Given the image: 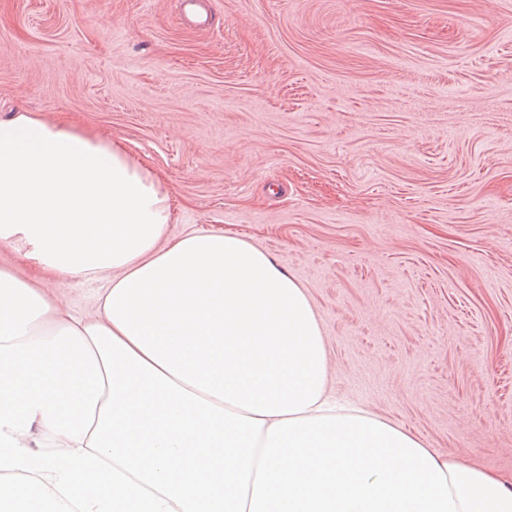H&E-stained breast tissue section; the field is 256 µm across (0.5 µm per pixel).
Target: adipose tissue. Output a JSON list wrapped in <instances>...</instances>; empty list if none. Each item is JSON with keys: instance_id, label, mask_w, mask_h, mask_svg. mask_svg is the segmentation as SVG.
<instances>
[{"instance_id": "adipose-tissue-1", "label": "adipose tissue", "mask_w": 512, "mask_h": 512, "mask_svg": "<svg viewBox=\"0 0 512 512\" xmlns=\"http://www.w3.org/2000/svg\"><path fill=\"white\" fill-rule=\"evenodd\" d=\"M172 222L120 140L0 120V252L35 266L0 268V512H512V478L333 396L270 253ZM81 279L101 287L77 317ZM101 283L97 281H73L66 285L63 293V302L66 303L73 314L84 316L92 311V299Z\"/></svg>"}]
</instances>
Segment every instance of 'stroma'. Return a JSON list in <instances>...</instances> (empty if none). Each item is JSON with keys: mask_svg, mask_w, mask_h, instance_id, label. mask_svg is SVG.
Instances as JSON below:
<instances>
[{"mask_svg": "<svg viewBox=\"0 0 512 512\" xmlns=\"http://www.w3.org/2000/svg\"><path fill=\"white\" fill-rule=\"evenodd\" d=\"M123 140L311 296L337 395L512 476V0H0V119Z\"/></svg>", "mask_w": 512, "mask_h": 512, "instance_id": "stroma-1", "label": "stroma"}]
</instances>
